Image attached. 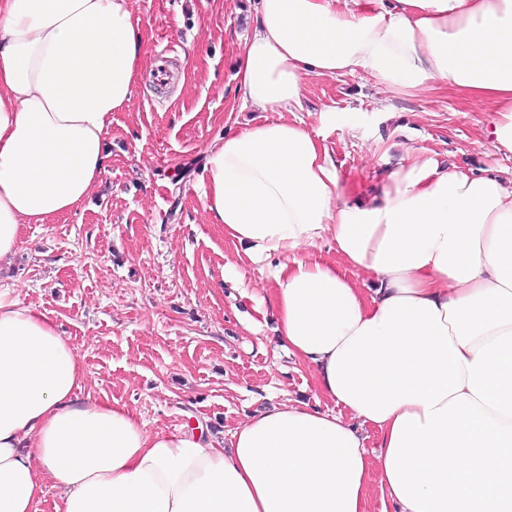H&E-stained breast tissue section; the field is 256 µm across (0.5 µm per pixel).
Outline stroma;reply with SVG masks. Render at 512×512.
Returning a JSON list of instances; mask_svg holds the SVG:
<instances>
[{
    "instance_id": "stroma-1",
    "label": "stroma",
    "mask_w": 512,
    "mask_h": 512,
    "mask_svg": "<svg viewBox=\"0 0 512 512\" xmlns=\"http://www.w3.org/2000/svg\"><path fill=\"white\" fill-rule=\"evenodd\" d=\"M128 2L145 26L146 56L172 45L174 79L142 78L130 110L112 115L96 191L74 213L26 225L0 284L75 347L80 395L127 407L148 430L198 422L227 436L286 399L330 409L262 322L272 302L266 266L238 254L201 200L205 147L276 118L243 103L236 77L257 0ZM333 110L342 120L330 121ZM300 117L320 130L350 198L378 188L409 145L477 173L512 168L477 147L491 110L451 90L409 97L363 74L312 75Z\"/></svg>"
}]
</instances>
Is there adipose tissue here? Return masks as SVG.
Masks as SVG:
<instances>
[{"label": "adipose tissue", "instance_id": "1", "mask_svg": "<svg viewBox=\"0 0 512 512\" xmlns=\"http://www.w3.org/2000/svg\"><path fill=\"white\" fill-rule=\"evenodd\" d=\"M144 40L128 0H0V261L97 187ZM355 73L490 107L481 148L512 156V0H258L238 76L279 118L206 148L203 208L268 261L273 330L333 410L275 403L227 443L149 431L78 397L74 347L0 286V512H38L49 485L59 512H366L374 482L394 512H512V169L410 147L347 199L297 113L307 77Z\"/></svg>", "mask_w": 512, "mask_h": 512}]
</instances>
